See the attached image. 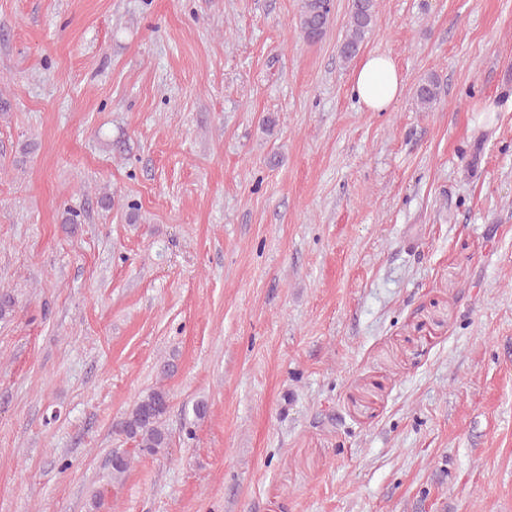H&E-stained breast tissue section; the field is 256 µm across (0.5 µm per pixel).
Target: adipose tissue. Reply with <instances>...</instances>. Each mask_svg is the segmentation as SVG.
<instances>
[{
  "label": "adipose tissue",
  "mask_w": 512,
  "mask_h": 512,
  "mask_svg": "<svg viewBox=\"0 0 512 512\" xmlns=\"http://www.w3.org/2000/svg\"><path fill=\"white\" fill-rule=\"evenodd\" d=\"M404 90V79L391 57L376 52L361 58L354 71L351 91L365 110L389 111Z\"/></svg>",
  "instance_id": "1"
}]
</instances>
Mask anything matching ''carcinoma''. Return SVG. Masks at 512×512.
I'll use <instances>...</instances> for the list:
<instances>
[{
	"label": "carcinoma",
	"mask_w": 512,
	"mask_h": 512,
	"mask_svg": "<svg viewBox=\"0 0 512 512\" xmlns=\"http://www.w3.org/2000/svg\"><path fill=\"white\" fill-rule=\"evenodd\" d=\"M333 8V0H301L295 26L305 41L317 43L322 39L331 24ZM377 13L378 0H351L347 30L340 44V54L344 59L351 60L357 56L367 34L375 26ZM440 92L439 79L432 74L418 84L415 98L421 108L429 109L439 100ZM169 408V392L156 387L133 404L115 429L135 444V452L156 455L169 447L165 428ZM130 463L128 452H113L112 474L116 477L124 475Z\"/></svg>",
	"instance_id": "carcinoma-1"
}]
</instances>
